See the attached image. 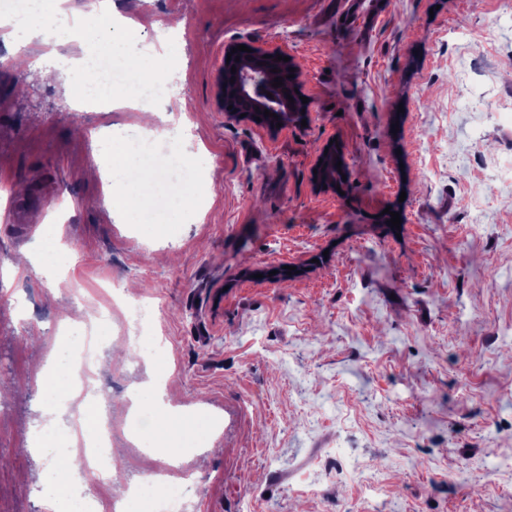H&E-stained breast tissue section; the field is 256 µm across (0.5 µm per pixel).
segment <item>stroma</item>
<instances>
[{"mask_svg":"<svg viewBox=\"0 0 512 512\" xmlns=\"http://www.w3.org/2000/svg\"><path fill=\"white\" fill-rule=\"evenodd\" d=\"M112 0L136 27L59 54L91 62L167 44L187 101L176 142L199 150L202 204L180 223H115L119 186L97 168L106 127L140 113L77 109L62 83L0 66V512H44L54 459L32 380L78 314L102 349L111 477L99 502L158 469L130 447L126 398L155 367L126 352L127 305L154 310L172 406L221 415L196 430L162 491L186 512H512V0ZM284 46L309 99L305 126L227 120L216 99L229 41ZM488 100L454 106L458 81ZM341 144L343 194L313 188ZM400 228L382 224L384 209ZM59 234L53 273L21 266ZM305 274L272 277L280 266ZM123 307L96 319L108 286ZM325 148H328V153H325ZM336 149H339V147L336 146V142L333 141L332 145L327 143L318 152L314 166V169H317V174L313 173V185L316 192L336 191V185L325 181L321 176V172L326 164L331 160H335ZM318 162H321V165H318Z\"/></svg>","mask_w":512,"mask_h":512,"instance_id":"1","label":"stroma"}]
</instances>
